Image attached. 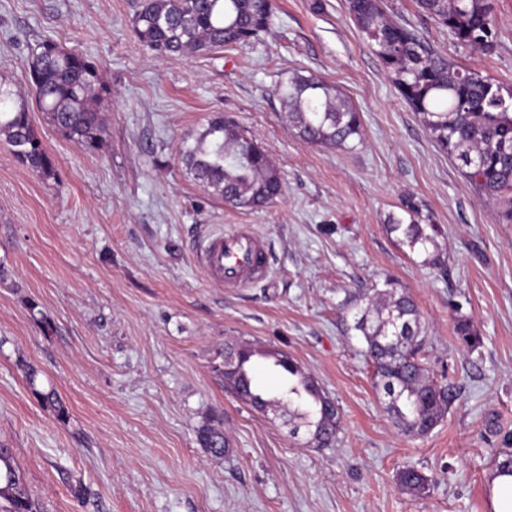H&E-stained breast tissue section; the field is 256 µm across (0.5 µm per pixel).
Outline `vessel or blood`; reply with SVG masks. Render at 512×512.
Returning a JSON list of instances; mask_svg holds the SVG:
<instances>
[{
  "label": "vessel or blood",
  "instance_id": "1",
  "mask_svg": "<svg viewBox=\"0 0 512 512\" xmlns=\"http://www.w3.org/2000/svg\"><path fill=\"white\" fill-rule=\"evenodd\" d=\"M193 252L203 275L229 290L252 286L270 273L265 241L238 225L206 231Z\"/></svg>",
  "mask_w": 512,
  "mask_h": 512
}]
</instances>
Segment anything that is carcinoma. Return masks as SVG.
<instances>
[{"instance_id": "carcinoma-1", "label": "carcinoma", "mask_w": 512, "mask_h": 512, "mask_svg": "<svg viewBox=\"0 0 512 512\" xmlns=\"http://www.w3.org/2000/svg\"><path fill=\"white\" fill-rule=\"evenodd\" d=\"M416 4L459 43L492 50L491 0H416ZM348 10L436 145L479 197L501 205L503 223L511 224L512 87L462 68L434 50L422 36L390 17L382 0H348ZM273 15L274 0H138L133 31L139 42L158 55H204L259 39L272 25ZM27 77L38 111L52 129L83 149L100 147L104 128L99 107L108 90L94 64L46 41L28 62ZM278 95L289 123L304 141L345 147L361 137L359 113L320 77L294 75L279 83ZM0 137L29 171L44 180L55 178V161L35 131L27 103L2 83ZM181 156L199 186L235 208L252 210L281 195L277 168L230 116L214 115L194 143L183 147ZM404 212V218H389V230L401 234L411 251L426 255V262H441L437 225L414 204L406 205ZM387 286L360 308L353 329L365 340L373 384L387 398L392 423L401 433L419 437L439 423L455 395L448 385L430 379L418 357L424 338L414 302L394 283L389 281ZM455 331L469 349L482 345L468 319L458 318ZM227 354L233 362L222 371L225 387L265 410L269 401L248 389L247 366L256 350L231 347ZM264 355L288 376L281 400L288 403L292 416L312 429L319 447H332L340 423L334 401L287 353L266 351ZM35 394L58 419L68 416L56 391ZM197 441L211 455H224V431L218 419L197 430ZM398 477L412 494L427 489L426 477L413 467H402ZM0 500L6 503V512H32L31 497L9 448H0Z\"/></svg>"}]
</instances>
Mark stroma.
<instances>
[{
	"label": "stroma",
	"instance_id": "35a3bbf8",
	"mask_svg": "<svg viewBox=\"0 0 512 512\" xmlns=\"http://www.w3.org/2000/svg\"><path fill=\"white\" fill-rule=\"evenodd\" d=\"M275 3L259 40L158 56L134 36L136 0H0V82L31 99L27 61L51 40L110 90L93 151L32 112L54 180L0 140V448L38 512H492V458L512 437V224L436 146L347 0ZM492 3L488 53L413 0L382 6L455 62L512 84V0ZM311 73L359 112L354 147L310 145L289 126L276 88ZM215 112L278 169L276 203L231 208L187 173L180 151ZM408 199L439 226L442 264L389 231ZM227 224L265 240L266 282L230 291L200 272L195 240ZM389 279L417 306L429 376L457 394L422 437L393 426L352 329L357 298ZM461 316L483 340L476 351L456 336ZM228 345L258 349L251 376L270 395L282 379L264 353L288 352L334 401L335 446L317 447L285 405L234 397L219 373ZM50 388L66 420L37 397ZM215 416L230 449L221 458L196 441ZM405 465L425 475V494L401 487Z\"/></svg>",
	"mask_w": 512,
	"mask_h": 512
}]
</instances>
